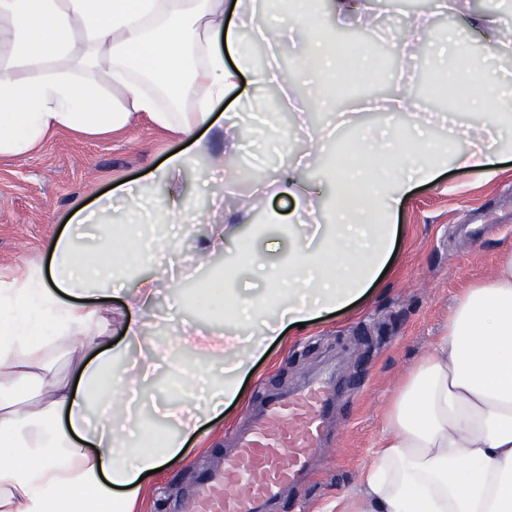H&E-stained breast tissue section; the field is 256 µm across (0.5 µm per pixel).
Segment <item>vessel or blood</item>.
<instances>
[{
	"label": "vessel or blood",
	"mask_w": 512,
	"mask_h": 512,
	"mask_svg": "<svg viewBox=\"0 0 512 512\" xmlns=\"http://www.w3.org/2000/svg\"><path fill=\"white\" fill-rule=\"evenodd\" d=\"M333 399V381L326 375L293 395L269 400L239 435L223 469L200 477L189 512H256L278 499L319 447ZM232 483L246 485L248 497L225 494V486Z\"/></svg>",
	"instance_id": "obj_1"
}]
</instances>
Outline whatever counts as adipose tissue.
<instances>
[{"label":"adipose tissue","instance_id":"1","mask_svg":"<svg viewBox=\"0 0 512 512\" xmlns=\"http://www.w3.org/2000/svg\"><path fill=\"white\" fill-rule=\"evenodd\" d=\"M241 2L0 0V25L8 29L0 38V157L25 155L59 129L100 134L145 115L191 148L169 155L155 172L167 186L163 204L149 206L143 184L113 188L128 213L152 209L155 229L185 215L184 189L173 176L202 155L223 170L225 184L235 183L239 128L218 124L214 105L235 92L243 116L263 87L279 86L286 96L293 87L276 63L256 65L250 41L292 39L320 77L309 90L313 104L330 107L337 58L323 31L363 11V0H327L322 17L317 0H269L280 6L279 18L257 23ZM470 24L481 44L448 37L463 78L490 100L475 109L470 149L452 153L426 137L410 146L370 133L360 112L345 113L356 135L344 148L334 132H309L307 152L281 178L256 174L252 198L225 211L220 229L197 243L195 257L204 264L224 242H239L269 188H286L300 205L288 218L270 217L288 223L287 256L270 264L241 246L224 265L225 279L208 280L188 300L205 326L157 348L175 381L177 400L163 418L176 433L125 423L127 405L149 396L147 373L127 362L149 324L128 320L119 345L100 308L130 271L153 267L127 298L132 309L146 305L166 279L149 249L150 227L113 217L108 202L92 212L75 208L72 223L93 225L97 246L84 250L75 235H56L47 245L52 273L36 263L21 279L0 284V512H139L142 475L179 460L186 433L241 399L242 382L268 342L348 308L375 286L391 260L395 219L411 183L435 181L449 162L496 175L512 84L484 69L483 60L512 56V39L503 38L499 15H476ZM301 28L308 39H293ZM21 71L27 82L18 81ZM208 131L223 139V151L213 152ZM319 159L324 176L314 182L306 172ZM244 267L264 280L262 293L238 294L234 282ZM186 350L217 362L223 385L188 365ZM322 512H512V253L490 280L467 288L442 336L391 398L358 488Z\"/></svg>","mask_w":512,"mask_h":512}]
</instances>
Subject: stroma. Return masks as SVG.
Wrapping results in <instances>:
<instances>
[{
  "label": "stroma",
  "instance_id": "35a3bbf8",
  "mask_svg": "<svg viewBox=\"0 0 512 512\" xmlns=\"http://www.w3.org/2000/svg\"><path fill=\"white\" fill-rule=\"evenodd\" d=\"M364 7L362 19L337 26L335 33L353 35L357 46L373 51L392 46L413 14L399 5L383 9L379 0H364ZM419 42L421 53L396 58L394 68L363 85L360 93L379 98L398 80L411 81L418 90L419 111L448 116L446 124L434 127V135L462 149L473 118L468 111L453 110L451 99L435 102L420 93V86L429 82L425 61L438 53L439 43L424 34ZM263 94L280 140L261 142L258 133L242 126L246 148L236 160L273 174L304 144L277 91L267 88ZM188 147V141L145 120L106 135L60 130L24 156L1 157L0 281L12 280L30 263L48 264L45 245L70 229L75 207L93 208L115 185L148 180L170 154ZM212 177L206 160L178 176L188 190L193 228L179 236L165 262L182 284L162 288L145 309L146 319L167 313L181 295L224 267L221 253L208 265L196 266L195 241L222 222L225 209L246 195L250 184H237L215 202ZM398 224L401 239L379 285L351 307L272 343L244 380L243 400L226 406L220 421L189 434L183 458L151 476L143 512H181L201 475L223 468L237 430L267 400L297 392L327 370L334 374L336 402L326 419L323 444L270 512H318L322 504L355 487L371 448L378 445L385 408L403 376L441 335L465 289L490 277L500 256L512 250V154L501 156L493 177L450 167L434 183L414 188Z\"/></svg>",
  "mask_w": 512,
  "mask_h": 512
}]
</instances>
